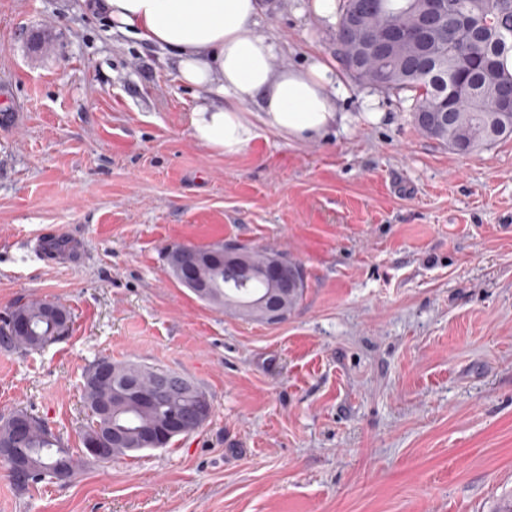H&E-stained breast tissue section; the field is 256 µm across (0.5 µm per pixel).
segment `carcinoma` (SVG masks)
<instances>
[{
	"label": "carcinoma",
	"mask_w": 512,
	"mask_h": 512,
	"mask_svg": "<svg viewBox=\"0 0 512 512\" xmlns=\"http://www.w3.org/2000/svg\"><path fill=\"white\" fill-rule=\"evenodd\" d=\"M431 0H343L335 35L336 59L359 83L381 90L415 92L414 110L437 111L431 122L414 117L427 137L442 141L458 153H470L498 140L512 138V76L500 69V57L512 50V0H438L433 25L424 27ZM389 41L401 52L388 56L374 52L359 59L364 44L380 47ZM203 256L182 273L180 249ZM175 246L165 261L169 273L206 304L233 308L244 317L282 322L302 299L306 288L300 263L274 249L238 245L224 258V241L208 245ZM275 261H286L298 274V286L281 293L267 278ZM247 281L244 288L238 281ZM193 282L208 285L197 293ZM47 301H18L0 320V346L37 351L60 338L63 327L50 323ZM29 329L20 332L15 322ZM167 369L103 358L86 371L83 400L91 413L82 440L114 430L120 439L106 441L107 457L122 458L150 447L147 437L167 434L166 443L199 429L205 420L196 417L199 386L194 391L175 389L166 407L150 399ZM29 426L21 435L16 420ZM0 461L15 484L26 488L45 480L75 479L87 466L84 454L61 446L60 438L42 421L23 411L0 417Z\"/></svg>",
	"instance_id": "1"
}]
</instances>
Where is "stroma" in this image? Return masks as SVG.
<instances>
[{
    "label": "stroma",
    "instance_id": "1",
    "mask_svg": "<svg viewBox=\"0 0 512 512\" xmlns=\"http://www.w3.org/2000/svg\"><path fill=\"white\" fill-rule=\"evenodd\" d=\"M259 0L275 67H336L347 118L299 142L195 141L166 51L83 0H0V317L71 313L37 352L0 347V415L79 450L86 369L162 367L209 397L197 431L18 488L0 512H493L512 494V138L459 154L415 127L411 93L338 67L337 16ZM73 256L34 261L36 238ZM284 252L307 288L266 324L199 301L178 244Z\"/></svg>",
    "mask_w": 512,
    "mask_h": 512
}]
</instances>
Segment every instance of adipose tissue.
<instances>
[{
	"label": "adipose tissue",
	"mask_w": 512,
	"mask_h": 512,
	"mask_svg": "<svg viewBox=\"0 0 512 512\" xmlns=\"http://www.w3.org/2000/svg\"><path fill=\"white\" fill-rule=\"evenodd\" d=\"M87 8L176 56L178 83L198 92L191 134L218 153L237 154L261 125L307 141L343 118L327 64L275 68L273 44L255 30L258 0H87Z\"/></svg>",
	"instance_id": "adipose-tissue-1"
}]
</instances>
